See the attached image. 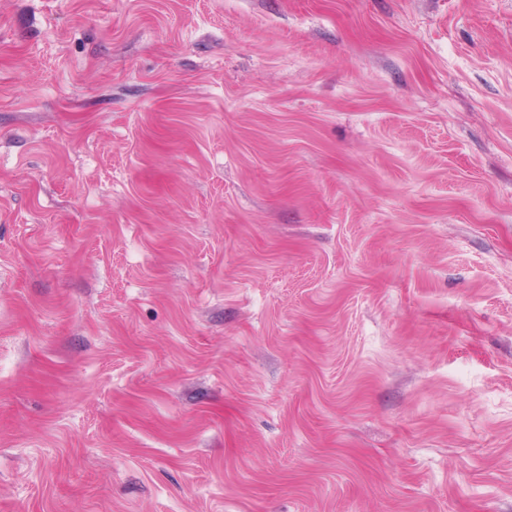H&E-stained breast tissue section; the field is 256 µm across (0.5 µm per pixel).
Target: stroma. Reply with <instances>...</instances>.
Instances as JSON below:
<instances>
[{"instance_id":"stroma-1","label":"stroma","mask_w":512,"mask_h":512,"mask_svg":"<svg viewBox=\"0 0 512 512\" xmlns=\"http://www.w3.org/2000/svg\"><path fill=\"white\" fill-rule=\"evenodd\" d=\"M0 512H512V0H0Z\"/></svg>"}]
</instances>
